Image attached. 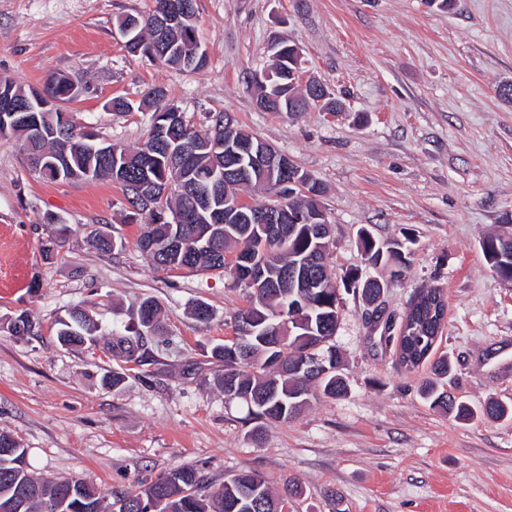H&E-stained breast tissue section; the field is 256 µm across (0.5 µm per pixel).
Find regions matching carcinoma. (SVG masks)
Listing matches in <instances>:
<instances>
[{
  "mask_svg": "<svg viewBox=\"0 0 512 512\" xmlns=\"http://www.w3.org/2000/svg\"><path fill=\"white\" fill-rule=\"evenodd\" d=\"M167 0H154L147 14H127L118 24L137 22L139 33L153 36L152 24ZM199 39L196 26L175 30L168 41L187 50ZM293 70L284 60L274 63L265 80L266 100L270 112H304L307 101L304 93L290 85L291 79L282 78L279 72ZM10 89L15 102L25 106L27 120L15 122L12 113L0 112V126H9L8 136L22 142L29 162L53 161L61 156L60 166L47 165L40 176L55 182L111 180L121 186L127 204L129 187L134 182L151 178L158 183L168 182L174 189L165 199L156 202L157 211L145 209L137 203L130 212L131 220L140 224L139 248L155 266L163 271L177 269L232 270L231 259L239 250L252 254L255 264L263 266L265 278L246 282L234 277L236 283L249 290L248 305L233 318V327L246 323L255 329L246 337L247 352L241 351L237 338L227 339L212 348L211 356L224 366L220 378L222 388L234 384L238 394L235 399L246 404L248 420L256 422L250 435L260 439L264 421L286 422L298 416L316 394L336 398L347 394L348 384L343 375L334 370L323 377L306 376L295 370V360L326 356L328 362L338 360L336 346L331 343L336 329V278L327 264L331 239H326L323 250H318L317 239L312 233L313 224L322 215L321 183L305 174L301 187L272 190L269 184L253 181L267 193L284 198L285 207L292 213L311 217V223L284 224L277 238H269L259 224L224 223V193L235 194V182L215 189L208 182L209 172L224 169L229 159L224 152L211 145L210 128L219 133L232 127L236 137L251 141L265 148L270 144L242 128L226 113L212 117L210 124L197 126L186 123L176 127L163 142L146 139L135 149L120 147L118 155L103 154L94 142L85 139L82 128L70 121L60 124V103L73 99L70 94L73 81L66 76L53 78L43 92L52 100L51 107L43 109L31 99L32 87H24L12 79L1 76L0 82ZM193 214L197 219L188 224H173L174 214ZM360 240L368 263L391 269V276L399 278L405 272L413 239L380 240L364 230ZM94 246L109 253L122 246L107 231L101 230L93 238ZM481 250L491 269L501 277L512 276V236H488L480 243ZM304 271L305 279H288V268ZM440 288H421L417 291L411 312V324L404 336V354L398 363L408 371L424 364L431 366L433 378L421 387L422 397L434 407H446L453 401L439 390L435 378L448 374V357L432 358L435 342L442 335V326L431 316L429 301ZM305 299L301 315L286 324L283 319L291 314V306ZM138 326L125 328L124 332L112 331L109 342L113 355L125 363H142L147 345L162 334L156 303L146 298L137 308ZM19 326L11 331L13 336L34 334L36 323L31 314L23 312L14 316ZM58 342L67 348H80L96 340L97 324L83 309H74L68 318L59 322ZM484 416L499 419L512 416V409L489 401L480 411ZM461 402L457 415L470 418L476 413ZM13 448L10 456H0V505L14 503L12 512H285L288 499L272 494L266 481L252 471H241L226 479L222 487L211 494L198 469L180 467L158 477L139 491L120 492L110 505L84 481L77 478L36 477L28 469L26 449L10 435L0 433V444Z\"/></svg>",
  "mask_w": 512,
  "mask_h": 512,
  "instance_id": "carcinoma-1",
  "label": "carcinoma"
}]
</instances>
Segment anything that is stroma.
<instances>
[{
  "instance_id": "stroma-1",
  "label": "stroma",
  "mask_w": 512,
  "mask_h": 512,
  "mask_svg": "<svg viewBox=\"0 0 512 512\" xmlns=\"http://www.w3.org/2000/svg\"><path fill=\"white\" fill-rule=\"evenodd\" d=\"M153 0H0V75L42 88L65 75L88 83L67 103L74 122L129 147L144 140L152 88L187 120L219 112L288 155L323 187L336 275L369 268L361 229L379 239L411 230L404 276L387 278L385 314L400 315L418 288H443L447 314L437 355L452 364L442 387L479 408L512 407V282L488 267L480 242L512 234V0H196L207 52L183 71L130 55L117 29ZM281 38L302 52L301 83L323 84L340 112H264L253 75ZM134 102L115 112L112 98ZM119 185L49 183L19 142L0 141V320L29 312L34 335L0 331V432L28 452L37 476L78 477L100 497L142 488L181 466L211 489L251 470L278 493L298 485L288 512H512V417L462 420L420 393L428 367L406 371L394 344L343 294L335 345L349 392L318 397L298 417L249 432L246 405L224 400L210 349L231 338L244 288L221 269H157L137 246ZM68 227L53 258L43 248ZM122 237L103 254L99 229ZM153 298L170 343L150 344L118 387L108 341ZM206 303L212 317L196 320ZM82 307L100 327L95 352L61 347L57 322Z\"/></svg>"
}]
</instances>
